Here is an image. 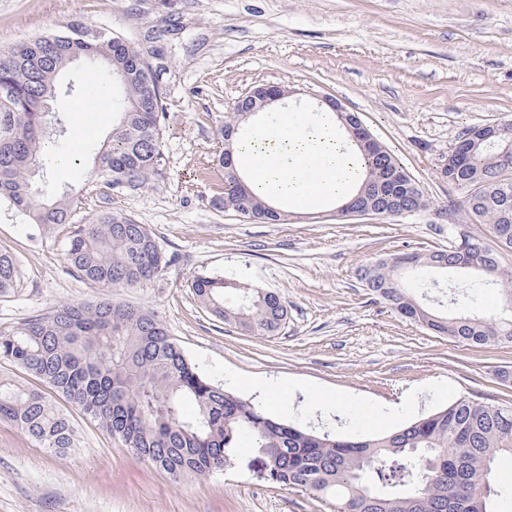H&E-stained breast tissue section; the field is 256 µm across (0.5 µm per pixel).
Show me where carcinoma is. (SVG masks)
Masks as SVG:
<instances>
[{"label": "carcinoma", "mask_w": 512, "mask_h": 512, "mask_svg": "<svg viewBox=\"0 0 512 512\" xmlns=\"http://www.w3.org/2000/svg\"><path fill=\"white\" fill-rule=\"evenodd\" d=\"M103 68L121 88L111 100L112 131L96 154L94 182L113 192L161 177L165 158L160 131L163 92L146 52L110 33L72 23L59 34L20 42L0 51V200L6 199L41 230L72 225L82 200L51 195L31 173L64 155L49 136L47 120L74 61ZM497 145L459 137L460 159L448 158V185L462 194L454 209L469 224H485L497 248L480 242L482 269L456 265L451 249L407 252L360 270V280L405 320L470 346L512 344V276L500 266V251L512 249V122L497 124ZM364 179L355 195L389 217L388 197L407 199L418 213L429 207L421 186L382 145L355 140ZM220 208L264 223L269 202L246 174L224 164ZM282 221V216L274 217ZM65 260L82 279L100 288L144 287L170 265L153 234L122 211L101 214L68 232ZM422 270L474 272L473 288L499 286L507 308L486 316L471 304L441 314L420 301L407 281ZM19 262L0 250V293L16 286ZM191 288L214 317L251 336L279 335L288 305L274 292L241 280L198 276ZM0 363L18 366L40 381L32 387L0 376V419L21 429L40 447L66 453L76 447L70 416L52 399L64 397L101 424L131 453L171 478L206 476L235 464L241 439L249 437L268 465L270 482L304 489L332 502L334 512H493L497 483H489L497 455H512V402L488 403L462 396L388 433L348 435L309 431L267 414L261 407L202 377L169 336L159 314L104 297L95 303L62 305L0 328ZM191 402L195 411H184Z\"/></svg>", "instance_id": "obj_1"}]
</instances>
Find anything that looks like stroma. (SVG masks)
I'll list each match as a JSON object with an SVG mask.
<instances>
[{"label":"stroma","mask_w":512,"mask_h":512,"mask_svg":"<svg viewBox=\"0 0 512 512\" xmlns=\"http://www.w3.org/2000/svg\"><path fill=\"white\" fill-rule=\"evenodd\" d=\"M74 22L143 49L153 27L178 29L152 61L164 93L163 177L119 193L92 187L108 112L97 113L79 163L43 171L49 188L82 194L74 223L123 210L171 256L160 281L111 289L113 301L156 311L199 372L242 398L263 404L254 381H275L287 397L266 412L319 431L382 433L464 395L512 396L495 377L512 366V345L434 335L359 279L389 254L488 237L486 225L449 220L459 194L440 170L467 128L512 120V0H0V50ZM261 84L287 88L291 110L321 111L329 96L358 114L423 187L429 209L344 220L327 201L286 206L287 223L260 224L215 207L219 130L231 103ZM67 234L38 230L0 202V249L20 270L0 293V327L102 296L67 265ZM201 274L279 293L289 313L282 333L247 336L210 315L191 288ZM313 390L340 400L312 403ZM56 403L76 428L77 446L63 455L0 421V512H333L260 478L250 440L235 465L175 481L64 398Z\"/></svg>","instance_id":"stroma-1"}]
</instances>
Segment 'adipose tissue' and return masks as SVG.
<instances>
[{
	"label": "adipose tissue",
	"instance_id": "adipose-tissue-1",
	"mask_svg": "<svg viewBox=\"0 0 512 512\" xmlns=\"http://www.w3.org/2000/svg\"><path fill=\"white\" fill-rule=\"evenodd\" d=\"M274 115L273 124H256L246 143L232 146L233 161L250 172L252 186L299 208L317 199L346 198L357 190L356 149L331 109H278ZM313 165L320 173L312 186L307 172Z\"/></svg>",
	"mask_w": 512,
	"mask_h": 512
}]
</instances>
